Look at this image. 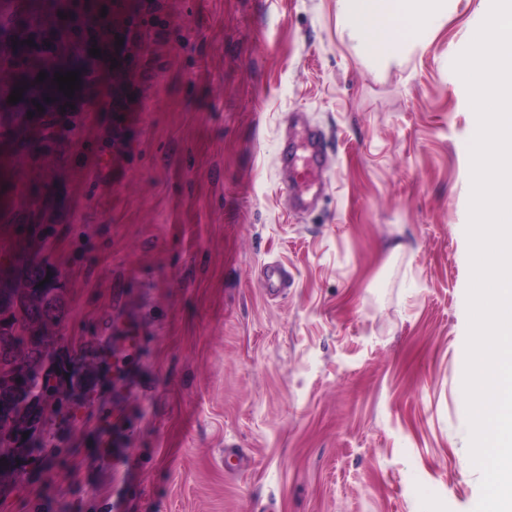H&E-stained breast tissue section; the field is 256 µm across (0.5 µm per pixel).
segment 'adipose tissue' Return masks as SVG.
I'll use <instances>...</instances> for the list:
<instances>
[{
  "label": "adipose tissue",
  "mask_w": 512,
  "mask_h": 512,
  "mask_svg": "<svg viewBox=\"0 0 512 512\" xmlns=\"http://www.w3.org/2000/svg\"><path fill=\"white\" fill-rule=\"evenodd\" d=\"M350 21V36L370 54L392 58L405 52L442 0H337Z\"/></svg>",
  "instance_id": "1"
}]
</instances>
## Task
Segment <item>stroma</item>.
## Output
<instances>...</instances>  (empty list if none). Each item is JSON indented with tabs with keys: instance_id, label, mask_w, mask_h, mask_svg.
Instances as JSON below:
<instances>
[{
	"instance_id": "1",
	"label": "stroma",
	"mask_w": 512,
	"mask_h": 512,
	"mask_svg": "<svg viewBox=\"0 0 512 512\" xmlns=\"http://www.w3.org/2000/svg\"><path fill=\"white\" fill-rule=\"evenodd\" d=\"M490 7L447 0L374 60L337 0H70L71 43L99 44L78 107L0 109V284L26 257L61 273L77 374L0 512H473L453 63ZM304 128L306 210L282 158ZM299 140V147L290 150L289 155L287 150L284 159L294 172V188L300 197L307 199L313 195L317 173L324 161L321 150L322 138L316 131L304 129ZM290 286L288 270L280 263H269L266 266L264 288L269 292L278 293Z\"/></svg>"
}]
</instances>
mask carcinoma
I'll return each mask as SVG.
<instances>
[{
	"label": "carcinoma",
	"mask_w": 512,
	"mask_h": 512,
	"mask_svg": "<svg viewBox=\"0 0 512 512\" xmlns=\"http://www.w3.org/2000/svg\"><path fill=\"white\" fill-rule=\"evenodd\" d=\"M64 17H59V14ZM32 20L42 23L48 21L54 24L55 33L63 37L69 26V14L64 0H36ZM11 60L30 61L17 81L6 91L0 92V106L14 112L26 114L30 112V104L38 100L46 82L36 81L43 64L39 60H29L31 45L27 44V33L17 34L13 40L0 49ZM58 60L54 72L64 74L68 71H79L85 68L80 54L63 46L57 54ZM23 89L19 102L11 104L8 97L15 89ZM42 268H29L27 262L19 266V283L11 288L10 304L0 307V399L13 395L15 389L14 374L24 368L30 369L26 385L31 392L38 394L45 388V382L40 378L39 363L43 355L53 349L57 336L53 328L61 322L62 299L53 297L46 302H38L31 298L30 288L40 278ZM35 319H43L51 326L33 342L29 339L31 323ZM18 416L0 414V464L7 461L20 468L30 462L29 454L20 448H14L3 443L10 436Z\"/></svg>",
	"instance_id": "cac0c4a2"
}]
</instances>
